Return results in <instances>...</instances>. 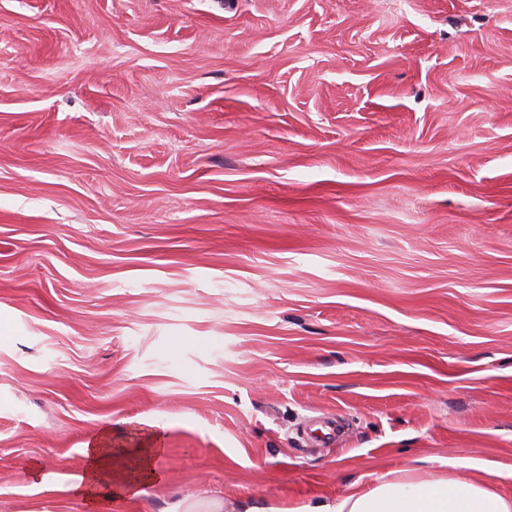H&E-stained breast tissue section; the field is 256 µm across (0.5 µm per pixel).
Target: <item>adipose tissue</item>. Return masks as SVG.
I'll use <instances>...</instances> for the list:
<instances>
[{
    "label": "adipose tissue",
    "mask_w": 512,
    "mask_h": 512,
    "mask_svg": "<svg viewBox=\"0 0 512 512\" xmlns=\"http://www.w3.org/2000/svg\"><path fill=\"white\" fill-rule=\"evenodd\" d=\"M87 466L69 476L68 490L80 495L86 512H97L100 501L93 491L103 487L111 495H128L130 487L123 464L133 458L143 483L157 481V448L142 446L117 454L107 434L100 433L82 450ZM297 512H512V502L481 483L455 477L426 479L387 473L368 484H354L333 502L305 505Z\"/></svg>",
    "instance_id": "ef3b65f1"
}]
</instances>
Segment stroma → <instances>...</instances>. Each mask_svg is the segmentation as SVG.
<instances>
[{
    "label": "stroma",
    "instance_id": "35a3bbf8",
    "mask_svg": "<svg viewBox=\"0 0 512 512\" xmlns=\"http://www.w3.org/2000/svg\"><path fill=\"white\" fill-rule=\"evenodd\" d=\"M100 432L102 512L512 500V0H0V512ZM161 448L142 446L128 448L121 454H116L107 433H100L81 448L87 459V466L77 475L67 476V490L75 492L83 499L84 508L96 512L100 500L90 495L92 489L100 487L109 489L113 497H123L130 493L127 473L123 464L124 458H133L143 484L157 481L160 474L156 467V459ZM380 475L354 484L336 502L305 505L291 512H511L510 503L481 483L455 478ZM175 512H223L224 501L212 497H190L181 500Z\"/></svg>",
    "mask_w": 512,
    "mask_h": 512
}]
</instances>
